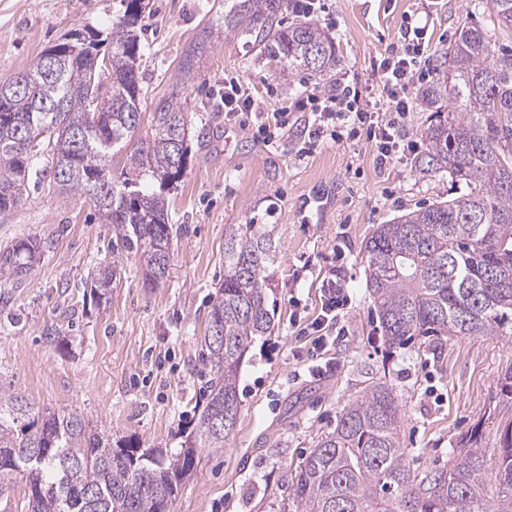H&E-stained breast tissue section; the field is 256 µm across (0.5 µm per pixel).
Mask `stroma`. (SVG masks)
<instances>
[{
    "instance_id": "35a3bbf8",
    "label": "stroma",
    "mask_w": 512,
    "mask_h": 512,
    "mask_svg": "<svg viewBox=\"0 0 512 512\" xmlns=\"http://www.w3.org/2000/svg\"><path fill=\"white\" fill-rule=\"evenodd\" d=\"M232 0H151L142 22L141 122L129 147H145L164 99L190 120L187 168L166 187L173 259L166 278L146 286L143 261L119 264L108 303L92 302L85 281L112 260V227L93 202L62 195L50 180L18 208L0 213V249L38 239L33 273L0 274V389L34 409H75L113 440L180 449L200 386L198 358L209 302L224 279V229L268 225L276 247L274 329L249 349L240 371L234 432L201 450L173 512H290L291 476L341 409L372 382L391 383L402 404L401 436L411 469L448 462L472 428L494 456L512 421L500 390L512 372V335L425 338L386 354L377 340L363 248L374 225L464 191L447 175L423 174L414 153L378 168L365 136L323 139L297 152L299 132L266 145L256 120L224 118V80L246 81L269 109L312 88L358 82L364 102L385 95L374 66L402 30L427 26L431 68L454 40L471 0H325L310 21L336 45L321 76L288 72L224 26ZM119 0H0V83L76 28L108 32ZM209 32L195 79L179 65ZM347 281L351 304L316 347L308 327L321 310L330 272Z\"/></svg>"
}]
</instances>
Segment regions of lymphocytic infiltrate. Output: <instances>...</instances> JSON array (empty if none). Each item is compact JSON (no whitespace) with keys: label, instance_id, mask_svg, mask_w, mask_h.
<instances>
[{"label":"lymphocytic infiltrate","instance_id":"lymphocytic-infiltrate-1","mask_svg":"<svg viewBox=\"0 0 512 512\" xmlns=\"http://www.w3.org/2000/svg\"><path fill=\"white\" fill-rule=\"evenodd\" d=\"M413 35L412 51L391 50L374 70V77L387 98L384 112L358 108L361 95L358 87L340 83L334 91L310 92L298 99L293 108L269 114L257 102L248 83L233 77L224 82V112L229 117L241 112L253 113L259 131L264 133L269 143L275 142L280 132L288 126V118L294 111L310 113L311 118L304 131L305 138L310 140L324 137L328 123L340 120L365 129L368 139L374 141L377 147V165L382 168L391 165L398 160L406 139L401 120L415 104L414 99L408 96L407 89L415 77L423 78L429 74V59L424 55L426 30L414 28Z\"/></svg>","mask_w":512,"mask_h":512}]
</instances>
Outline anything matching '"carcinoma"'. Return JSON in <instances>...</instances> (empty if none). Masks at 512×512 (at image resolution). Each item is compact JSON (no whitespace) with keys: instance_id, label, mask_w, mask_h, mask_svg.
<instances>
[{"instance_id":"obj_1","label":"carcinoma","mask_w":512,"mask_h":512,"mask_svg":"<svg viewBox=\"0 0 512 512\" xmlns=\"http://www.w3.org/2000/svg\"><path fill=\"white\" fill-rule=\"evenodd\" d=\"M120 0L112 17L110 64L101 33L86 30V57H64L45 75L46 56L68 53V38L43 50L17 73L37 96L0 84V213L17 207L29 180L44 168L62 193L97 195L100 219L112 225V257L144 256L145 280L166 278L172 258L157 263L155 243L171 241L165 188L184 172L188 113L165 100L155 112L147 148L130 154L120 178L110 161L139 125L142 88L140 22ZM489 18L512 33V0H487ZM288 0H236L224 23L250 37L262 54L291 70L321 75L336 63L333 41L310 22L281 25ZM441 76L421 91L430 112L426 170L446 172L467 191L374 226L364 246L381 340L400 349L420 338L512 334V47L492 44L485 28L467 22L442 52ZM112 80V111L95 118L89 100ZM54 127L51 139L15 148L30 131ZM41 242L21 239L0 251V272L32 273ZM272 231L229 224L224 280L210 301L199 360L207 369L193 425L179 453L142 449L92 427L75 409L34 412L22 397L0 390V479L25 483L28 512H171L178 489L200 461L218 450L237 422L239 370L251 344L271 333L269 300L276 285ZM116 265L86 281L97 304L108 302ZM402 408L392 385L373 383L336 416L332 431L302 459L292 478L294 512H512V422L499 437L495 461L478 447L479 429L448 453V466L418 473L401 440Z\"/></svg>"}]
</instances>
